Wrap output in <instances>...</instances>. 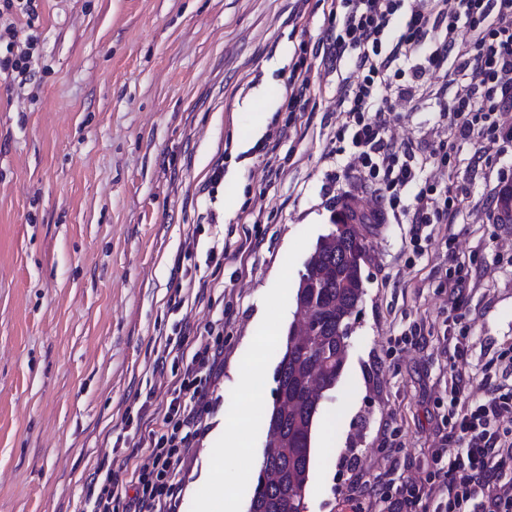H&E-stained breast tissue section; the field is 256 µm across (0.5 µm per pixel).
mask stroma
Masks as SVG:
<instances>
[{"instance_id":"35a3bbf8","label":"stroma","mask_w":512,"mask_h":512,"mask_svg":"<svg viewBox=\"0 0 512 512\" xmlns=\"http://www.w3.org/2000/svg\"><path fill=\"white\" fill-rule=\"evenodd\" d=\"M331 0H37L39 37L27 81L0 80V512H80L101 463L133 471L130 421L170 402L165 346L185 353L224 322V370L183 471L179 512L234 478L225 422L245 410L241 365L259 317L280 297L277 331L295 320L305 264L337 203L378 205L375 186L344 174L336 149L337 74L316 48ZM308 81L304 111L288 108ZM278 88L255 143L235 127L263 87ZM392 116L396 146L424 149L445 135L433 100ZM278 142L276 156L266 142ZM460 147L455 182L466 196L454 224H435L422 254L409 217L371 225L359 306L342 377L320 403L305 512H386L356 486H399L426 474L448 432V379L469 392L512 384V223L496 200L512 185V153L491 171ZM224 179L212 183L216 166ZM243 201L224 208V184ZM259 245L241 252L245 238ZM223 257L212 260V246ZM467 289L449 295V255ZM213 282L175 306L189 281ZM469 333L448 359L442 322ZM188 323L190 332L176 327Z\"/></svg>"}]
</instances>
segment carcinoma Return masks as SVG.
Masks as SVG:
<instances>
[{"label":"carcinoma","instance_id":"1","mask_svg":"<svg viewBox=\"0 0 512 512\" xmlns=\"http://www.w3.org/2000/svg\"><path fill=\"white\" fill-rule=\"evenodd\" d=\"M367 221L364 216L358 224L345 225L337 247L316 243L318 266L326 278L318 281L315 273L307 271L300 277L296 305L314 309L320 330L306 346L290 327L281 342L272 395L284 405L272 404L268 417V429L278 433L279 447L258 462L248 512H301L320 410L310 397L309 384L315 376L320 385L333 387L344 371L352 316L365 294L362 265L368 253Z\"/></svg>","mask_w":512,"mask_h":512}]
</instances>
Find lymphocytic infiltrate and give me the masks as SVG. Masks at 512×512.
Instances as JSON below:
<instances>
[{
  "label": "lymphocytic infiltrate",
  "instance_id": "1",
  "mask_svg": "<svg viewBox=\"0 0 512 512\" xmlns=\"http://www.w3.org/2000/svg\"><path fill=\"white\" fill-rule=\"evenodd\" d=\"M35 0H0V76H30L37 39L19 37L16 14L33 15ZM402 21L398 37L390 32ZM323 57L337 62L353 54L356 77L339 83L345 120L337 139H350L347 164L378 185L385 210L398 211L403 190L414 189L411 240L420 243L424 225L452 224L463 201L453 184L436 190L425 171L452 167L460 144L478 140L472 163L489 162L491 151L512 145V0H336L329 12ZM444 73L457 90L438 100L448 137L426 153L396 147L387 137L394 104L413 99L415 79ZM224 365L220 345L204 344L187 358L174 380V397L158 410V428L149 430L147 456L124 481L106 471L98 492L82 512H175L181 472L194 446L207 404L208 380ZM512 387L496 386L477 398L454 376L448 398V433L431 451V469L419 481L402 484L388 512H412L432 488L444 496L435 512H512V495L498 484L512 473ZM132 496H123V489Z\"/></svg>",
  "mask_w": 512,
  "mask_h": 512
}]
</instances>
